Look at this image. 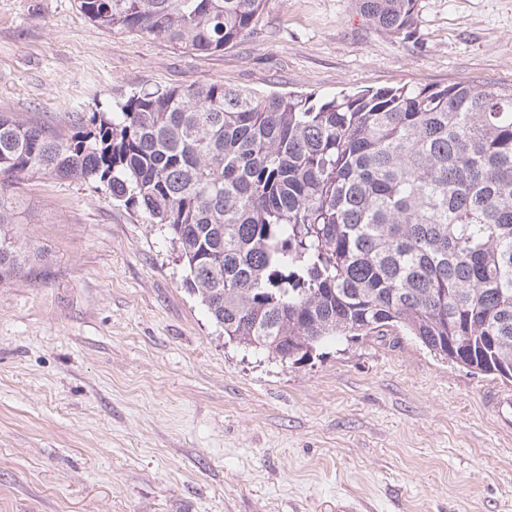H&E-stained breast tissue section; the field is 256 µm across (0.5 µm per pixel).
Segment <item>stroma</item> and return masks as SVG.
I'll use <instances>...</instances> for the list:
<instances>
[{
    "mask_svg": "<svg viewBox=\"0 0 512 512\" xmlns=\"http://www.w3.org/2000/svg\"><path fill=\"white\" fill-rule=\"evenodd\" d=\"M418 8L407 40L358 0H267L247 38L197 55L77 0H0V113L66 134L206 80L324 98L512 84V0ZM8 185L10 234L41 259L0 281V512H512V384L400 333L295 363L229 343L145 212L93 182Z\"/></svg>",
    "mask_w": 512,
    "mask_h": 512,
    "instance_id": "35a3bbf8",
    "label": "stroma"
}]
</instances>
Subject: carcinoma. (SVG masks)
<instances>
[{
	"mask_svg": "<svg viewBox=\"0 0 512 512\" xmlns=\"http://www.w3.org/2000/svg\"><path fill=\"white\" fill-rule=\"evenodd\" d=\"M266 0H78L89 21L213 54ZM418 0H359L409 34ZM98 182L165 228L228 341L283 362L402 332L512 380V86L462 80L320 100L204 81L142 88L67 136L0 113V173ZM0 281L32 256L7 236Z\"/></svg>",
	"mask_w": 512,
	"mask_h": 512,
	"instance_id": "obj_1",
	"label": "carcinoma"
}]
</instances>
